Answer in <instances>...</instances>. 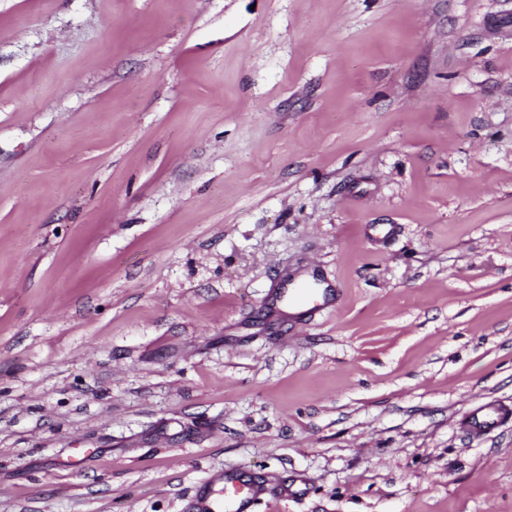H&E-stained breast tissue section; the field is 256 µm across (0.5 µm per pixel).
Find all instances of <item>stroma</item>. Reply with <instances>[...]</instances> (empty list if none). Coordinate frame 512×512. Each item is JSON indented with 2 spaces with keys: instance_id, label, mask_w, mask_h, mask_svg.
I'll list each match as a JSON object with an SVG mask.
<instances>
[{
  "instance_id": "1",
  "label": "stroma",
  "mask_w": 512,
  "mask_h": 512,
  "mask_svg": "<svg viewBox=\"0 0 512 512\" xmlns=\"http://www.w3.org/2000/svg\"><path fill=\"white\" fill-rule=\"evenodd\" d=\"M493 399L512 0H0V512H512ZM511 415L512 408L509 405L493 401L466 415L463 427L471 433L485 434L498 428ZM258 500V491L247 479L224 477L223 488L211 492L203 510L207 512H251Z\"/></svg>"
}]
</instances>
